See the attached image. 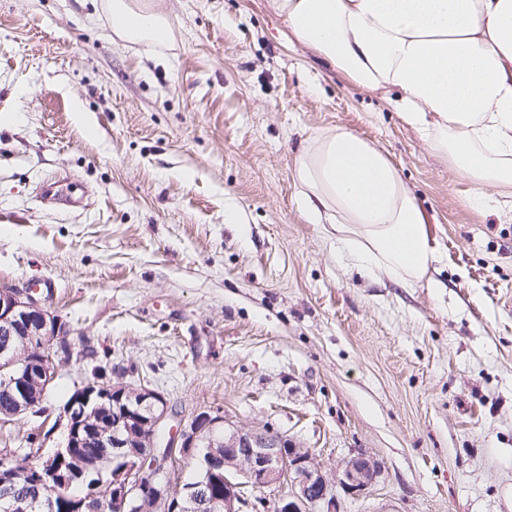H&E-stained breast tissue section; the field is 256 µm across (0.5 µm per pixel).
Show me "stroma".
Listing matches in <instances>:
<instances>
[{
    "mask_svg": "<svg viewBox=\"0 0 512 512\" xmlns=\"http://www.w3.org/2000/svg\"><path fill=\"white\" fill-rule=\"evenodd\" d=\"M153 3L172 41L130 48L101 0H0V285L51 280L40 304L73 349L44 413L0 443L58 447L97 366L332 475L363 450L381 472L345 512H512V197L473 206L387 95L268 0ZM336 126L382 148L427 213L432 286L360 274L309 221L295 156Z\"/></svg>",
    "mask_w": 512,
    "mask_h": 512,
    "instance_id": "1",
    "label": "stroma"
}]
</instances>
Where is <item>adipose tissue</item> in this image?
Masks as SVG:
<instances>
[{
    "mask_svg": "<svg viewBox=\"0 0 512 512\" xmlns=\"http://www.w3.org/2000/svg\"><path fill=\"white\" fill-rule=\"evenodd\" d=\"M302 45L366 91L393 101L434 154L489 205L512 194V0H270ZM125 44L164 46L151 0H105ZM294 179L313 223L362 273L383 268L412 288L439 260L429 220L389 156L344 127L310 137Z\"/></svg>",
    "mask_w": 512,
    "mask_h": 512,
    "instance_id": "ef3b65f1",
    "label": "adipose tissue"
}]
</instances>
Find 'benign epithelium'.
Instances as JSON below:
<instances>
[{"mask_svg": "<svg viewBox=\"0 0 512 512\" xmlns=\"http://www.w3.org/2000/svg\"><path fill=\"white\" fill-rule=\"evenodd\" d=\"M22 320L37 321L41 336L39 367L12 380L20 409L0 417L3 425L14 418L36 411L29 401L28 384L48 390L55 374L57 346L64 338V324L43 310L31 295V289H0V334ZM95 375L76 388L75 396L60 411L66 440L63 450L80 440V420L85 408L95 399L125 403L126 418L112 427V447L126 452L112 468L107 482L92 481L83 506L94 500L90 512H140L138 503L151 504L150 512H177V498L183 489H175L169 480V467L175 456L195 459L204 444L224 446V496L209 501L210 512H249L254 504L247 489L270 490L261 498L266 512H344L338 490L357 492L370 486L380 474L378 464L361 450H354L341 464L340 477L328 474L305 448L286 444L258 428L238 426L220 412H200L190 420L168 423V402L163 393L149 385L131 386L122 379L100 383Z\"/></svg>", "mask_w": 512, "mask_h": 512, "instance_id": "benign-epithelium-1", "label": "benign epithelium"}]
</instances>
